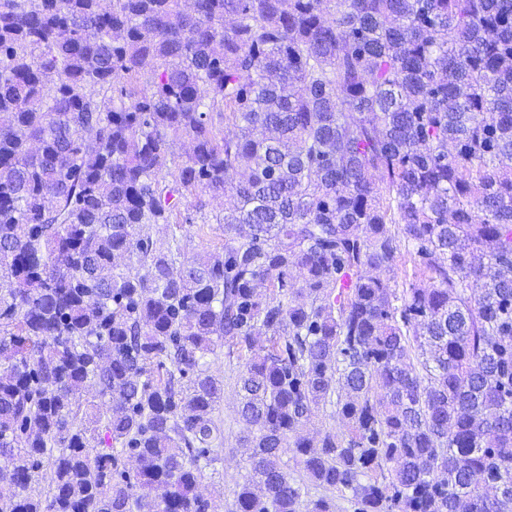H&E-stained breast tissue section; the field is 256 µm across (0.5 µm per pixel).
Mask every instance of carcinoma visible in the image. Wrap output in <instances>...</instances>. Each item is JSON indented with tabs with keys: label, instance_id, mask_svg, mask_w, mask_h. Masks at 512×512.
Returning a JSON list of instances; mask_svg holds the SVG:
<instances>
[{
	"label": "carcinoma",
	"instance_id": "1",
	"mask_svg": "<svg viewBox=\"0 0 512 512\" xmlns=\"http://www.w3.org/2000/svg\"><path fill=\"white\" fill-rule=\"evenodd\" d=\"M192 2L0 0V512H210L221 342L234 512H512V0ZM207 201L206 213L210 218L209 224L203 226L199 215L195 213L188 199L186 205L181 206V215L178 216L183 223V233H187V256L199 258L216 246L224 244V225L216 224L215 216H223L224 211L232 208L233 198L230 193L224 196L211 198L205 197ZM186 217L189 220L185 221ZM189 221L192 224H189ZM231 352V353H229ZM210 374L220 382L223 397L215 412V419L224 431V443L219 451L218 460L213 467L206 469L199 479L198 492L205 497L214 498V512H233L234 490L236 483L242 481L247 473V460L252 449V432L238 413L237 377L241 363L234 348L228 344L218 345L211 355ZM214 469V470H213ZM220 491V496L217 493ZM342 428L340 421L335 413V408L321 409L318 416L311 419V421L303 428L302 434L310 438L314 444L320 439L321 434L326 430L336 431Z\"/></svg>",
	"mask_w": 512,
	"mask_h": 512
}]
</instances>
